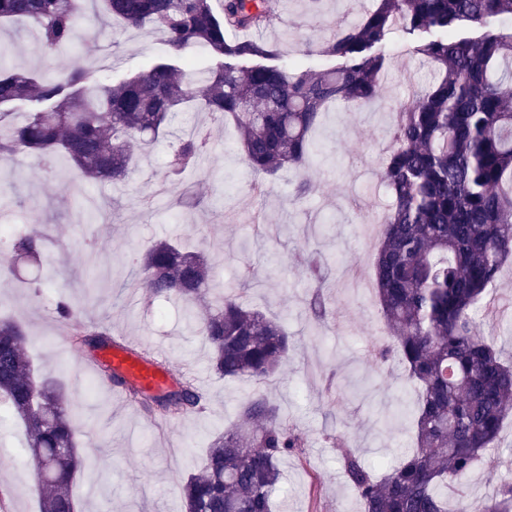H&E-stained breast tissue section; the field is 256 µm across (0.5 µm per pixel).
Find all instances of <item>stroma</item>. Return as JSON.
<instances>
[{
	"instance_id": "stroma-1",
	"label": "stroma",
	"mask_w": 512,
	"mask_h": 512,
	"mask_svg": "<svg viewBox=\"0 0 512 512\" xmlns=\"http://www.w3.org/2000/svg\"><path fill=\"white\" fill-rule=\"evenodd\" d=\"M278 20L262 31L290 67L317 68L324 59L312 49L337 24L350 25L373 0H323L310 12L304 0H277ZM75 50L49 56L30 54L33 31L12 27L0 43L13 52L15 66L51 76L75 71L121 80L165 55L164 38L150 29L131 30L98 19L86 8L78 19ZM412 39L394 31L388 40V69L380 98L355 108L332 104L315 133L321 162L310 172L313 189L295 198L299 174L284 170L254 191L261 181L236 148L233 129L216 126L210 154L201 170L186 174L205 194L195 209L170 207L161 189L174 144L151 148L126 184L91 182L79 171L22 151L7 163L21 180L0 205L8 211L6 239L21 229L41 230L55 243L38 261L12 257L0 241V265L13 266L0 280V314L22 321L30 335L27 350L39 375L60 378L73 404L78 446L84 463L73 487L78 512H181L182 486L192 464L200 463L210 436L238 426L240 403L254 383L227 381L209 368L210 349L189 330L178 304L147 297L124 286L135 254L155 241L180 236L193 249L211 252L214 274L237 289L249 305L267 314H284L294 345L277 375L264 386L288 425L306 437L305 448L282 464L275 490L287 512H358L338 467L330 434H344L371 465L395 464L408 447L407 427L416 393L397 361L381 362L374 352L388 339L375 296L346 295L347 261L362 278L373 279L378 239L361 237L362 225L381 220L391 199L381 183L390 145L392 107L421 95L432 77L430 65L411 54ZM322 255L331 294L325 326L307 314L312 292L304 274L288 260L307 242ZM260 276L251 280L249 269ZM494 298L504 308L487 321L485 332L504 354L512 353V263H506ZM81 314L89 325L103 324L115 337L144 347L160 345L172 373L198 378L205 409L160 420L145 414L124 393L95 385L86 351L61 334L58 303ZM366 387V397L353 388ZM403 411L401 421L384 425ZM0 493L8 512H38L39 491L26 451L23 429L11 414L0 416Z\"/></svg>"
}]
</instances>
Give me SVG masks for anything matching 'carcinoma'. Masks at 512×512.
Listing matches in <instances>:
<instances>
[{
	"label": "carcinoma",
	"mask_w": 512,
	"mask_h": 512,
	"mask_svg": "<svg viewBox=\"0 0 512 512\" xmlns=\"http://www.w3.org/2000/svg\"><path fill=\"white\" fill-rule=\"evenodd\" d=\"M85 0H0V26L23 20L36 49L59 53L77 45ZM98 14L130 28L160 32L167 56L117 83L73 72L52 81L36 71L6 67L0 51V107L17 100L44 108L18 121L0 110V157L27 150L46 161L63 159L92 181L124 180L138 157L170 133L176 115L200 106L214 121L232 122L238 148L257 174L275 178L306 169L320 156L310 138L327 106L338 100L363 106L376 99L388 60L389 35L431 28L444 37L415 44L411 53L431 63L429 89L397 105L382 172L392 204L376 252L375 293L389 341L374 356L396 359L417 392L414 448L385 472L368 465L344 435L333 436L338 464L360 512H468L464 482L485 464L498 482L484 512H512V478L498 480L490 451L512 416V362L485 335L474 310L490 305L489 288L512 259V32L467 35L491 19L512 21V0H373L354 24L336 26L317 45L340 60L325 69L274 63L278 51L261 38L241 36L272 26L273 0H91ZM251 61L191 67L198 51ZM211 127L182 136L171 162L176 175L198 165ZM192 186L176 188L174 207L191 208ZM48 238L13 236L17 256L37 258ZM296 261L314 283L309 308L327 316L322 266L311 251ZM137 287L182 303L188 325L212 349V369L226 379L266 383L288 357L291 338L278 321L245 306L236 291L212 278L208 258L181 250L176 240L155 242L136 261ZM68 333L87 350L112 332L88 328L61 306ZM22 324L0 318V405L20 419L26 449L38 470L40 512H76L73 484L83 461L72 407L62 385L40 377L26 351ZM97 382L124 388L144 412L175 418L203 409L194 378L178 389L142 391L106 366ZM240 419L252 424L213 437L201 466L183 485L185 512H272L281 463L306 446L304 435L281 418L262 393L245 400Z\"/></svg>",
	"instance_id": "obj_1"
}]
</instances>
